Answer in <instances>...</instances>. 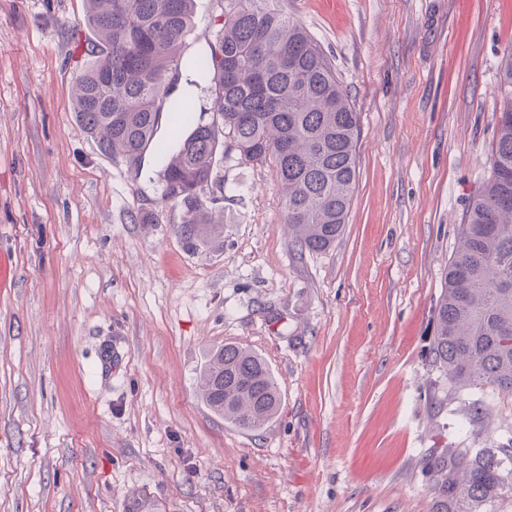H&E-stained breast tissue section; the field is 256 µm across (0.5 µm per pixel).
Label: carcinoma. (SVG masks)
I'll list each match as a JSON object with an SVG mask.
<instances>
[{
  "mask_svg": "<svg viewBox=\"0 0 512 512\" xmlns=\"http://www.w3.org/2000/svg\"><path fill=\"white\" fill-rule=\"evenodd\" d=\"M85 2L89 62L76 77V117L130 170L148 149L164 154L175 144L161 200L181 207L175 233L187 252L224 247V225L212 223L199 195L213 181L221 133L242 158L276 171L292 246L318 253L336 244L356 188L359 119L304 28L265 0H224V23L197 62L209 83V107L198 112L171 99L195 0ZM500 93L491 173L459 226L429 363L457 389L512 394V49L502 56ZM166 111L175 114L167 140L158 138ZM198 385L215 414L245 430L263 428L280 409L266 361L233 344L212 351ZM423 469L432 512H482L512 491V442L434 448Z\"/></svg>",
  "mask_w": 512,
  "mask_h": 512,
  "instance_id": "obj_1",
  "label": "carcinoma"
}]
</instances>
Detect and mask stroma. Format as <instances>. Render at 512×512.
Instances as JSON below:
<instances>
[{
    "label": "stroma",
    "instance_id": "1",
    "mask_svg": "<svg viewBox=\"0 0 512 512\" xmlns=\"http://www.w3.org/2000/svg\"><path fill=\"white\" fill-rule=\"evenodd\" d=\"M331 60L359 115L357 184L323 253L288 243L269 167L217 157L201 197L224 248L190 254L165 166L129 172L74 112L84 0H0V512H431L433 448L512 439V394L429 364L458 228L491 170L512 0H270ZM224 0H196L178 96ZM155 210L158 221L134 217ZM260 354L281 396L225 422L210 352ZM491 409L466 427L473 401Z\"/></svg>",
    "mask_w": 512,
    "mask_h": 512
}]
</instances>
